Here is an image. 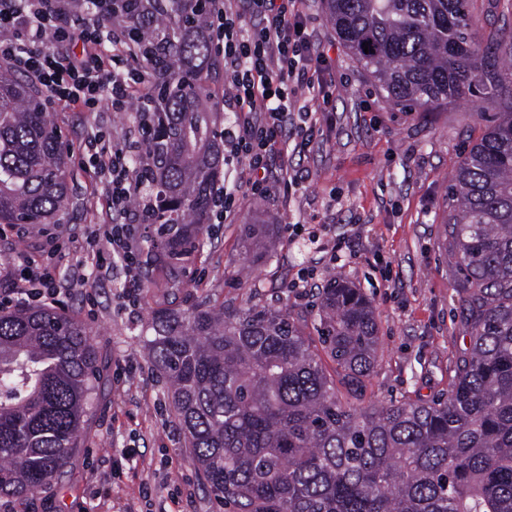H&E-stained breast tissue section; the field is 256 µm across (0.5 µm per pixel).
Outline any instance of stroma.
<instances>
[{"label":"stroma","instance_id":"1","mask_svg":"<svg viewBox=\"0 0 512 512\" xmlns=\"http://www.w3.org/2000/svg\"><path fill=\"white\" fill-rule=\"evenodd\" d=\"M298 6L332 59L335 90L316 114L320 133L309 152L273 158L265 196L247 194L237 163L226 162L220 181L236 214L210 222L203 247L181 266L182 289L131 294L122 261L95 268L108 252L105 238L83 237L128 220L112 208L106 175L84 156L98 132L137 151V114L50 106L69 150L70 205L55 224L0 231V296L22 273L16 256L53 259L65 311L91 328L101 381L65 477L28 500L0 503V512H229L205 488L149 359L152 312L163 301L268 306L302 314L312 330L319 291L341 276L376 312L378 366L365 404L427 402L447 392L469 348L461 324L466 293L457 286L447 226L451 175L503 102L474 97L423 112L385 100L337 37L321 0ZM473 16L482 41L512 34V0H473ZM284 163L299 187L280 182ZM253 224L270 230L257 245L248 234Z\"/></svg>","mask_w":512,"mask_h":512}]
</instances>
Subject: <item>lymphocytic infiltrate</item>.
<instances>
[{
  "label": "lymphocytic infiltrate",
  "instance_id": "obj_1",
  "mask_svg": "<svg viewBox=\"0 0 512 512\" xmlns=\"http://www.w3.org/2000/svg\"><path fill=\"white\" fill-rule=\"evenodd\" d=\"M69 0H0V60L24 71L48 100L88 112L102 103L125 109L144 91L146 71L123 73L106 67L108 50H129L125 27L101 28L96 21L72 26ZM213 0L206 35L224 62V104L235 114L224 131V151L236 159L249 192L266 194L267 162L288 138V118L299 119L298 134L310 140L315 123L309 101H329L332 83L325 77L326 52L316 48L297 0ZM81 44V55L71 54ZM94 168L110 177L113 210L127 209L137 180L122 146H101Z\"/></svg>",
  "mask_w": 512,
  "mask_h": 512
}]
</instances>
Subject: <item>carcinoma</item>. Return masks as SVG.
I'll list each match as a JSON object with an SVG mask.
<instances>
[{
  "label": "carcinoma",
  "mask_w": 512,
  "mask_h": 512,
  "mask_svg": "<svg viewBox=\"0 0 512 512\" xmlns=\"http://www.w3.org/2000/svg\"><path fill=\"white\" fill-rule=\"evenodd\" d=\"M87 3L125 20L150 73V131L133 165L151 189L154 269L163 287L181 288L180 260L207 232L224 165L204 95L223 71L204 30L207 4ZM323 3L389 100L430 111L508 94L452 177L469 353L446 394L362 406L377 321L370 300L338 277L320 293L315 340L300 315L200 303L155 311L148 355L204 484L236 512H512V42L482 43L470 0ZM68 164L41 93L0 65V225L52 223L70 204ZM98 379L84 323L55 308L0 309V498L22 500L63 476Z\"/></svg>",
  "instance_id": "cac0c4a2"
}]
</instances>
